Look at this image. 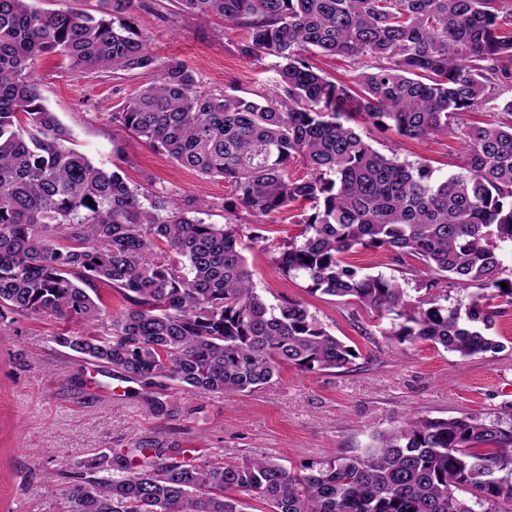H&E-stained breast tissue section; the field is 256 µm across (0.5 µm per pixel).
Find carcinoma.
<instances>
[{
	"label": "carcinoma",
	"mask_w": 512,
	"mask_h": 512,
	"mask_svg": "<svg viewBox=\"0 0 512 512\" xmlns=\"http://www.w3.org/2000/svg\"><path fill=\"white\" fill-rule=\"evenodd\" d=\"M93 15L44 14L0 0V314L73 322L53 337L103 370L161 391L249 394L282 369H349L353 348L301 301L263 297L243 254L240 213L257 219L310 202L300 232L274 260L312 291L390 320L382 336L429 342L462 358L505 350L491 333L512 245V0H180L202 20L246 30L244 58L278 59L275 89L252 97L205 91L183 61L151 55L128 23L143 0H99ZM355 65L336 82L305 53ZM60 55L76 74L142 70L159 77L112 119L182 167L220 177L223 224L132 187L117 170L65 146L70 133L42 102L35 65ZM493 119L466 126L461 115ZM360 116L408 138L450 134L461 171L375 150L348 122ZM304 162L306 179L289 174ZM358 249L412 257L429 288L478 292L461 308L411 297L394 278L343 264ZM128 306L107 312L101 287ZM95 457L71 484L47 492L60 512H476L512 503V420L402 417L368 447L288 468L278 458L194 462L181 449ZM109 475L103 476L101 472Z\"/></svg>",
	"instance_id": "1"
}]
</instances>
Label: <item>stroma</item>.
<instances>
[{"label":"stroma","mask_w":512,"mask_h":512,"mask_svg":"<svg viewBox=\"0 0 512 512\" xmlns=\"http://www.w3.org/2000/svg\"><path fill=\"white\" fill-rule=\"evenodd\" d=\"M133 28L153 56L184 61L203 89L247 96L271 87L274 57L253 61L236 45L243 29L203 21L178 0H146L131 12ZM45 105L71 133L70 146L94 164L120 167L130 183L200 210L206 223L224 221L231 192L219 178L204 179L137 139L112 114L147 77L139 71L76 74L62 57L38 61ZM357 128L383 154L425 163L436 174L459 171L464 145L451 135L400 136L366 121ZM297 211L255 222L241 218L244 255L258 290L271 303L302 301L327 329L355 349L349 371L301 373L288 367L255 393L199 398L181 388L164 395L84 363L53 337L61 324L12 313L0 317V512H56L44 486L46 473L82 470L88 458L131 451L137 440L158 439L184 449L186 458H283L286 466L322 461L366 445L372 430H386L405 412L428 418L463 414L486 420L512 414V305H501L493 332L503 352L460 358L426 342L389 341L375 313L311 290L302 276L284 275L272 252L299 233ZM261 241H252V234ZM360 272L397 278L419 296L427 278L391 261L382 250L345 254ZM162 398L164 414L152 410Z\"/></svg>","instance_id":"1"}]
</instances>
